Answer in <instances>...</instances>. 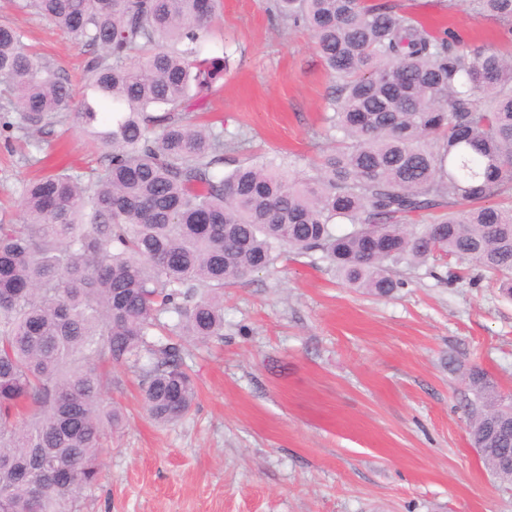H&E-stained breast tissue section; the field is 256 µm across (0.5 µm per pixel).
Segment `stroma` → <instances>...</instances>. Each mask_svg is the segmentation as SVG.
<instances>
[{
  "instance_id": "1",
  "label": "stroma",
  "mask_w": 512,
  "mask_h": 512,
  "mask_svg": "<svg viewBox=\"0 0 512 512\" xmlns=\"http://www.w3.org/2000/svg\"><path fill=\"white\" fill-rule=\"evenodd\" d=\"M435 28L502 53L498 21L468 0H398ZM270 0H222L200 47L227 68L190 117L240 144L224 169L272 160L310 170L334 138L325 118L335 80L310 33ZM0 21L82 90V45L47 19L0 0ZM75 120L41 150L0 131V222L22 221L23 182L95 165ZM378 297L346 284L321 253L286 254L224 290V336L186 342L192 410L168 424L142 407L136 379L112 371L104 397L122 413L104 442L98 485L76 512H512L472 447L461 408L482 368L512 394V300L454 258L400 265Z\"/></svg>"
}]
</instances>
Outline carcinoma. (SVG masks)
<instances>
[{
    "mask_svg": "<svg viewBox=\"0 0 512 512\" xmlns=\"http://www.w3.org/2000/svg\"><path fill=\"white\" fill-rule=\"evenodd\" d=\"M217 6L18 0L86 47L79 100L0 23L3 128L40 151L71 115L105 148L95 168L23 183V223L0 224V512H62L98 482L121 420L104 399L112 367L138 377L155 420L187 415L181 341L224 335V286L286 250L319 252L378 296L399 264L455 256L512 298V54L434 32L394 0H274L336 78L334 148L308 176L250 162L226 175L224 128L186 117L224 74L199 50ZM471 9L512 40V0ZM468 383L473 444L512 483V396L478 367Z\"/></svg>",
    "mask_w": 512,
    "mask_h": 512,
    "instance_id": "cac0c4a2",
    "label": "carcinoma"
}]
</instances>
